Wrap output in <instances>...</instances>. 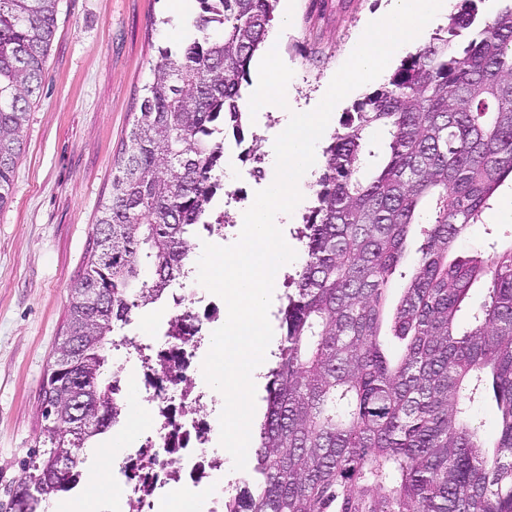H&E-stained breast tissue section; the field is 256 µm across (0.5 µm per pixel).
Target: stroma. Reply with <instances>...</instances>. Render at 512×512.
<instances>
[{"label": "stroma", "instance_id": "35a3bbf8", "mask_svg": "<svg viewBox=\"0 0 512 512\" xmlns=\"http://www.w3.org/2000/svg\"><path fill=\"white\" fill-rule=\"evenodd\" d=\"M170 0H59L42 88L28 114L11 197L0 209V503L43 446L41 387L66 324L69 288L82 274L112 170L159 48L177 46L187 16ZM385 0H295L280 50L292 70L291 104L317 106ZM245 154L227 150L224 188L231 228L264 189L281 120L244 117ZM512 184L492 199L455 253L512 243Z\"/></svg>", "mask_w": 512, "mask_h": 512}]
</instances>
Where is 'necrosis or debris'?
I'll use <instances>...</instances> for the list:
<instances>
[{
    "mask_svg": "<svg viewBox=\"0 0 512 512\" xmlns=\"http://www.w3.org/2000/svg\"><path fill=\"white\" fill-rule=\"evenodd\" d=\"M170 304L193 310L203 304L202 314L178 323L181 335L204 338L219 324L220 313L215 302H203L195 290L173 293ZM153 371L143 374V392L148 404L147 412L154 421L156 440H145V447L161 441L162 453L157 454L146 483L134 485L126 501L127 512H153L158 489L192 484L196 488H209L224 480V461L208 454L213 439L215 420L207 413L208 395L202 390H184L179 402H172L166 391L155 386Z\"/></svg>",
    "mask_w": 512,
    "mask_h": 512,
    "instance_id": "1",
    "label": "necrosis or debris"
}]
</instances>
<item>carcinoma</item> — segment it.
<instances>
[{"mask_svg":"<svg viewBox=\"0 0 512 512\" xmlns=\"http://www.w3.org/2000/svg\"><path fill=\"white\" fill-rule=\"evenodd\" d=\"M58 0H0V209L40 92ZM277 0H198L160 59L70 287V363L42 383L50 447L0 506L42 512L73 489L81 454L119 422L104 376L118 328L186 277L190 238L219 188L226 132L244 140L243 82ZM346 113L325 148L315 205L296 231L304 261L278 310L275 366L256 463L224 512H512V244L448 260L512 178V0L478 21L476 0ZM384 129V157L368 140ZM426 242L389 320L384 303L412 225ZM486 299L462 325L469 292ZM96 421L80 425L72 405ZM495 401L486 437L473 419ZM70 466L57 468L63 449Z\"/></svg>","mask_w":512,"mask_h":512,"instance_id":"cac0c4a2","label":"carcinoma"}]
</instances>
